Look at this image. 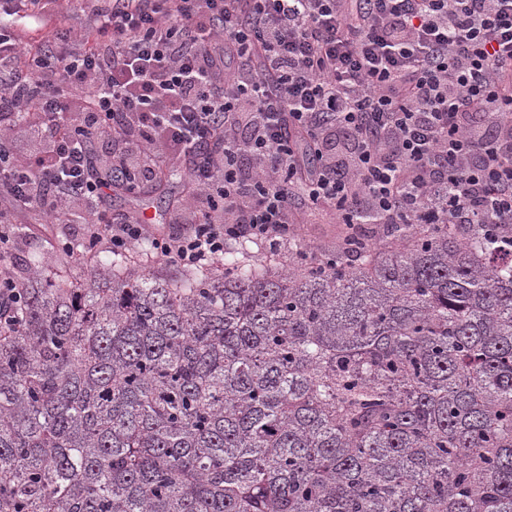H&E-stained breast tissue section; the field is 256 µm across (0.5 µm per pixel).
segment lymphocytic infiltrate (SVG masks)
<instances>
[{
  "instance_id": "f902f5d3",
  "label": "lymphocytic infiltrate",
  "mask_w": 512,
  "mask_h": 512,
  "mask_svg": "<svg viewBox=\"0 0 512 512\" xmlns=\"http://www.w3.org/2000/svg\"><path fill=\"white\" fill-rule=\"evenodd\" d=\"M58 2L0 8V224L78 204L87 251L181 267L278 252L298 197L347 225L512 224V0H80L77 30ZM22 122L42 154L15 153ZM163 161L190 188L179 236L108 211Z\"/></svg>"
}]
</instances>
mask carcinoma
Here are the masks:
<instances>
[{"mask_svg":"<svg viewBox=\"0 0 512 512\" xmlns=\"http://www.w3.org/2000/svg\"><path fill=\"white\" fill-rule=\"evenodd\" d=\"M376 236L29 269L0 301V512H512V224Z\"/></svg>","mask_w":512,"mask_h":512,"instance_id":"1","label":"carcinoma"}]
</instances>
